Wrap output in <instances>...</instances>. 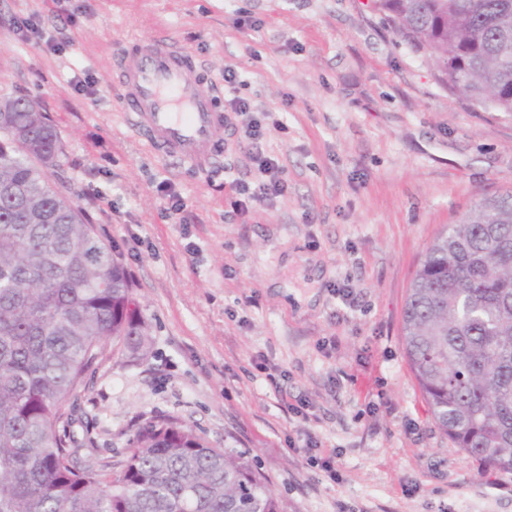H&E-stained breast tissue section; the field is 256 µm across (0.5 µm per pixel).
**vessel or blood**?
I'll return each mask as SVG.
<instances>
[{"label": "vessel or blood", "mask_w": 512, "mask_h": 512, "mask_svg": "<svg viewBox=\"0 0 512 512\" xmlns=\"http://www.w3.org/2000/svg\"><path fill=\"white\" fill-rule=\"evenodd\" d=\"M127 51L135 61L120 71V102L131 126L166 156L207 168L224 148L219 133L226 118L200 81L193 56L164 38L132 43Z\"/></svg>", "instance_id": "vessel-or-blood-1"}]
</instances>
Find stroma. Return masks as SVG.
<instances>
[{"mask_svg":"<svg viewBox=\"0 0 512 512\" xmlns=\"http://www.w3.org/2000/svg\"><path fill=\"white\" fill-rule=\"evenodd\" d=\"M160 36L218 110L248 105L210 168L153 150L119 104L122 47ZM0 95L54 125L50 181L122 255L149 328L147 355L108 348L89 372L83 460L119 461L166 416L249 453L282 512H512V472L437 428L402 333L433 239L512 188V114L454 93L372 0H0ZM254 119L288 182L261 202Z\"/></svg>","mask_w":512,"mask_h":512,"instance_id":"1","label":"stroma"}]
</instances>
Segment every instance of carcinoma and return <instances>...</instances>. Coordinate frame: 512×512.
Segmentation results:
<instances>
[{
    "label": "carcinoma",
    "mask_w": 512,
    "mask_h": 512,
    "mask_svg": "<svg viewBox=\"0 0 512 512\" xmlns=\"http://www.w3.org/2000/svg\"><path fill=\"white\" fill-rule=\"evenodd\" d=\"M476 104L512 114V0H374ZM0 97V512H281L247 453L157 417L124 458L81 466L66 403L110 339L149 332L121 255L50 184L58 133ZM408 365L438 429L512 471V190L480 200L428 247L403 310Z\"/></svg>",
    "instance_id": "1"
}]
</instances>
